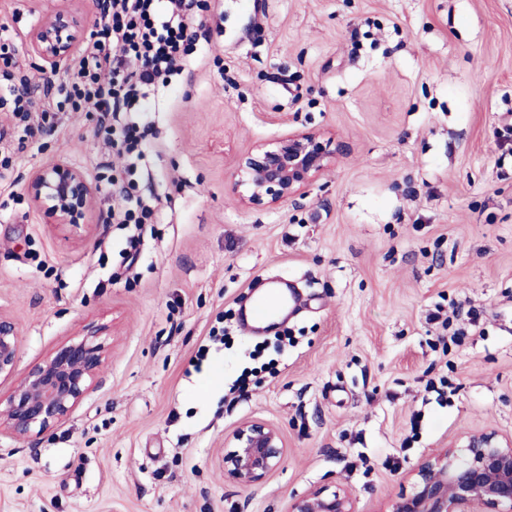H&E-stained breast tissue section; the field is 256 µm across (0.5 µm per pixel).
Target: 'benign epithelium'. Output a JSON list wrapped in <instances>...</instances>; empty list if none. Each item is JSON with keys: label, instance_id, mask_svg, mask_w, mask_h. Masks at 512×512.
<instances>
[{"label": "benign epithelium", "instance_id": "7a95c632", "mask_svg": "<svg viewBox=\"0 0 512 512\" xmlns=\"http://www.w3.org/2000/svg\"><path fill=\"white\" fill-rule=\"evenodd\" d=\"M80 0H58L30 34L31 51L53 75L83 39ZM344 151L328 132L298 130L256 144L236 165L235 192L246 209L277 208L302 196ZM25 189L49 224L78 235L89 223L95 188L84 172L64 160L36 170ZM107 324L89 325L78 339L59 345L16 384L0 411V432L17 439L44 432L82 402L108 356ZM19 331L13 317L0 311V378L14 375ZM224 454V476L242 485L265 479L285 452L279 431L263 422L241 424ZM414 492L400 497L390 512H512V437L495 430L466 436L463 453L447 449L421 463ZM288 512H356L344 491L314 489L292 499Z\"/></svg>", "mask_w": 512, "mask_h": 512}]
</instances>
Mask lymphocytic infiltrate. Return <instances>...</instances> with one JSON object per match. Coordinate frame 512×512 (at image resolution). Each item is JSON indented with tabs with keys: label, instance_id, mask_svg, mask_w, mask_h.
Listing matches in <instances>:
<instances>
[{
	"label": "lymphocytic infiltrate",
	"instance_id": "f902f5d3",
	"mask_svg": "<svg viewBox=\"0 0 512 512\" xmlns=\"http://www.w3.org/2000/svg\"><path fill=\"white\" fill-rule=\"evenodd\" d=\"M199 4L200 0H106L96 30L55 87L52 100L35 101L26 89L27 78H20L13 132H0V180L8 178L12 166L11 141L22 143L54 128L59 112L65 110L97 113L105 144L128 160L123 175L111 180L120 204L110 216L133 225L128 244L137 248V231L154 213L153 203L135 193L138 162L151 132L141 103L182 72Z\"/></svg>",
	"mask_w": 512,
	"mask_h": 512
}]
</instances>
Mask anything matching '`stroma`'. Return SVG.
I'll use <instances>...</instances> for the list:
<instances>
[{
    "label": "stroma",
    "mask_w": 512,
    "mask_h": 512,
    "mask_svg": "<svg viewBox=\"0 0 512 512\" xmlns=\"http://www.w3.org/2000/svg\"><path fill=\"white\" fill-rule=\"evenodd\" d=\"M56 0H0L16 52L0 82L46 73L28 37ZM184 72L149 99L138 191L160 196L135 261L97 191L81 236L25 182L64 160L121 173L93 112H66L0 181V310L18 375L84 326L112 325L93 389L53 429L0 433V512H288L315 487L387 512L413 470L468 433L512 437V0H214ZM295 130L345 151L305 194L242 208L237 159ZM296 282L283 333L237 321L253 285ZM479 315L443 340L433 314ZM275 376L228 388L254 362ZM418 428H411L412 416ZM278 429L261 483L225 479L243 422Z\"/></svg>",
    "instance_id": "35a3bbf8"
}]
</instances>
